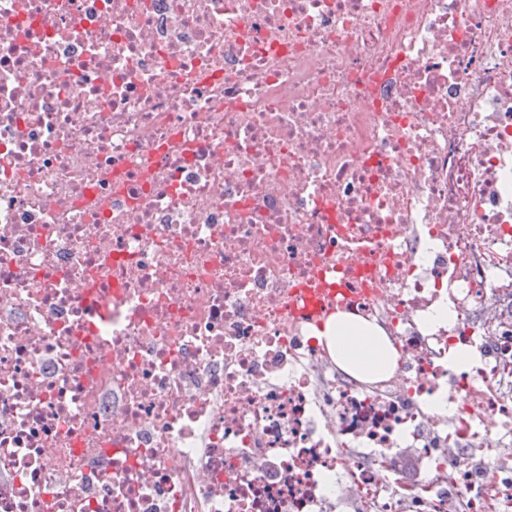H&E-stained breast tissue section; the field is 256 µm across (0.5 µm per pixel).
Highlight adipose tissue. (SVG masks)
I'll use <instances>...</instances> for the list:
<instances>
[{
    "instance_id": "adipose-tissue-1",
    "label": "adipose tissue",
    "mask_w": 512,
    "mask_h": 512,
    "mask_svg": "<svg viewBox=\"0 0 512 512\" xmlns=\"http://www.w3.org/2000/svg\"><path fill=\"white\" fill-rule=\"evenodd\" d=\"M315 337L335 351L343 370L362 380L380 379L397 364V351L385 331L348 315L330 317Z\"/></svg>"
}]
</instances>
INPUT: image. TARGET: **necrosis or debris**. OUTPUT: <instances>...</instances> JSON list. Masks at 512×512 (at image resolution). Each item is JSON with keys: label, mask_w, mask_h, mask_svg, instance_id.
Here are the masks:
<instances>
[{"label": "necrosis or debris", "mask_w": 512, "mask_h": 512, "mask_svg": "<svg viewBox=\"0 0 512 512\" xmlns=\"http://www.w3.org/2000/svg\"><path fill=\"white\" fill-rule=\"evenodd\" d=\"M0 512H512V0H0ZM312 335L335 351L338 365L358 379H380L397 364V351L385 331L351 316H332Z\"/></svg>", "instance_id": "obj_1"}]
</instances>
